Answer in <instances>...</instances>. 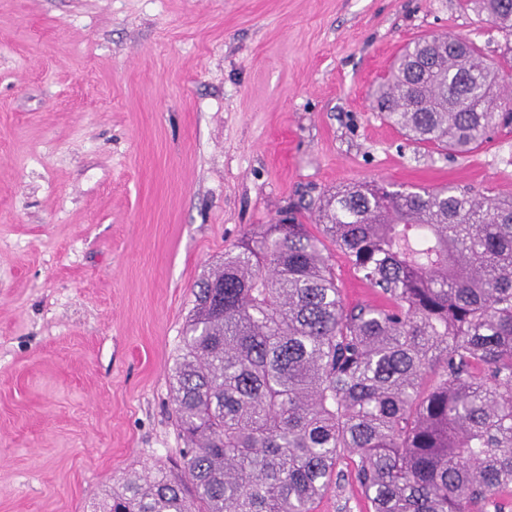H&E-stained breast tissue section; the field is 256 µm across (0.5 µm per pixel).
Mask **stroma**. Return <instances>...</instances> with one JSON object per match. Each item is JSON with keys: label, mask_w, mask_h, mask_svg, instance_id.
Segmentation results:
<instances>
[{"label": "stroma", "mask_w": 512, "mask_h": 512, "mask_svg": "<svg viewBox=\"0 0 512 512\" xmlns=\"http://www.w3.org/2000/svg\"><path fill=\"white\" fill-rule=\"evenodd\" d=\"M508 43L462 0H0V512H93L179 473L171 373L200 278L354 181L512 197V125L465 155L372 108L422 36ZM346 303H380L335 245ZM314 512H368L350 477Z\"/></svg>", "instance_id": "1"}]
</instances>
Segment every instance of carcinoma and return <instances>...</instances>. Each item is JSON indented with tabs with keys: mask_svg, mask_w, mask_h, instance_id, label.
Wrapping results in <instances>:
<instances>
[{
	"mask_svg": "<svg viewBox=\"0 0 512 512\" xmlns=\"http://www.w3.org/2000/svg\"><path fill=\"white\" fill-rule=\"evenodd\" d=\"M512 36V0H464ZM504 62L414 41L374 110L470 153L512 123ZM203 277L172 369L185 476L130 472L94 512H313L343 453L370 512H487L512 488V201L351 182ZM383 305L344 303L323 239Z\"/></svg>",
	"mask_w": 512,
	"mask_h": 512,
	"instance_id": "cac0c4a2",
	"label": "carcinoma"
}]
</instances>
